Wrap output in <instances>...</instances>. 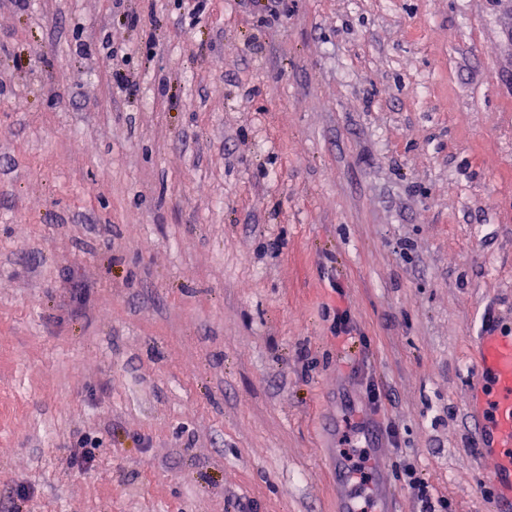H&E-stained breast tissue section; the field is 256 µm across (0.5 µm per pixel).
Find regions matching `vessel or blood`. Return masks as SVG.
Instances as JSON below:
<instances>
[{
  "label": "vessel or blood",
  "mask_w": 512,
  "mask_h": 512,
  "mask_svg": "<svg viewBox=\"0 0 512 512\" xmlns=\"http://www.w3.org/2000/svg\"><path fill=\"white\" fill-rule=\"evenodd\" d=\"M476 350L480 367L494 380L490 393H476L473 399L475 411L492 416L481 428L480 445L493 453L490 481L512 505V336L486 328L476 338Z\"/></svg>",
  "instance_id": "1"
}]
</instances>
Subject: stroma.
<instances>
[{
	"instance_id": "35a3bbf8",
	"label": "stroma",
	"mask_w": 512,
	"mask_h": 512,
	"mask_svg": "<svg viewBox=\"0 0 512 512\" xmlns=\"http://www.w3.org/2000/svg\"><path fill=\"white\" fill-rule=\"evenodd\" d=\"M281 2L0 0V512H494L512 0ZM399 468L414 503L421 507L419 512H455L452 501L439 494L414 463L404 460Z\"/></svg>"
}]
</instances>
